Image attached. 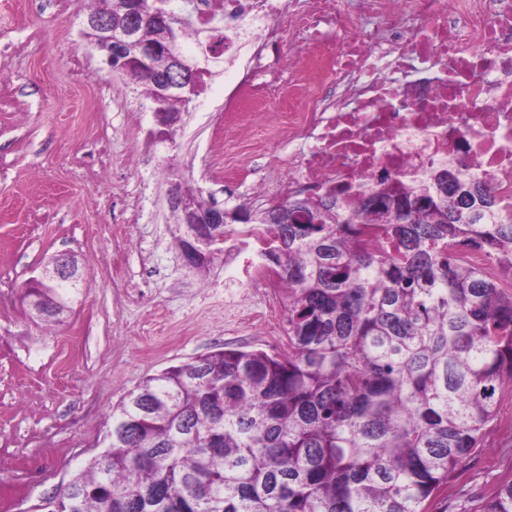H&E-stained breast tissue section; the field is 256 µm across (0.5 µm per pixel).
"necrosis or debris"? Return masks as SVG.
<instances>
[{
	"instance_id": "1",
	"label": "necrosis or debris",
	"mask_w": 512,
	"mask_h": 512,
	"mask_svg": "<svg viewBox=\"0 0 512 512\" xmlns=\"http://www.w3.org/2000/svg\"><path fill=\"white\" fill-rule=\"evenodd\" d=\"M189 34L224 32L232 109L288 99L292 150L251 187L359 201L441 170L483 180L512 207V0H189ZM311 66L306 92L286 81ZM247 288L281 285L262 237L227 225Z\"/></svg>"
}]
</instances>
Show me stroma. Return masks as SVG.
<instances>
[{
  "label": "stroma",
  "instance_id": "1",
  "mask_svg": "<svg viewBox=\"0 0 512 512\" xmlns=\"http://www.w3.org/2000/svg\"><path fill=\"white\" fill-rule=\"evenodd\" d=\"M91 0H0V512H45L105 446L112 406L144 378L228 345L283 352L288 307L228 288L223 258L185 267L166 191L224 204L288 160L269 129L287 104L225 125L234 71L211 64L175 142L156 143L154 106L80 34ZM80 285L55 321L25 295L58 254ZM512 479V380L486 446L428 512Z\"/></svg>",
  "mask_w": 512,
  "mask_h": 512
}]
</instances>
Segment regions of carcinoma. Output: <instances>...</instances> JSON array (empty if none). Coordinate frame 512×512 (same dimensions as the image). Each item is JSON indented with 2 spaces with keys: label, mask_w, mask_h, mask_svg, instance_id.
<instances>
[{
  "label": "carcinoma",
  "mask_w": 512,
  "mask_h": 512,
  "mask_svg": "<svg viewBox=\"0 0 512 512\" xmlns=\"http://www.w3.org/2000/svg\"><path fill=\"white\" fill-rule=\"evenodd\" d=\"M118 27L133 0H93ZM139 0L141 44L161 32ZM159 53L130 78L157 110L179 113L208 70L160 93ZM317 223H271L239 208L227 224L262 226L284 283L288 351L226 347L171 366L112 407L105 449L47 512H426L485 447L512 378V287L457 256L481 247L512 275V211L486 184L444 172L351 205L339 197L278 205ZM386 245L368 250L360 225ZM78 285L35 289L49 316ZM461 512H512V479Z\"/></svg>",
  "instance_id": "carcinoma-1"
}]
</instances>
